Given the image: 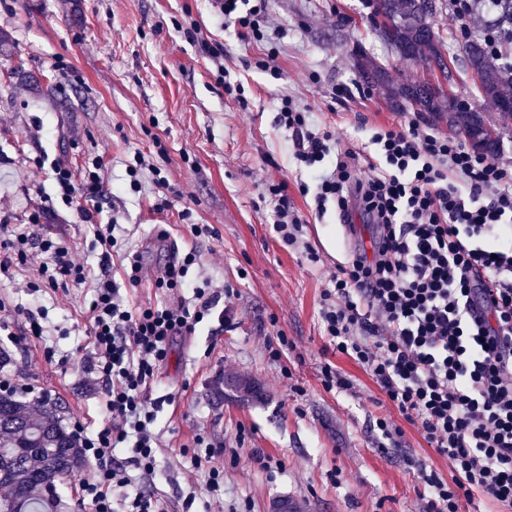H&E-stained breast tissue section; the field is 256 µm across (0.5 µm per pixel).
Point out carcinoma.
<instances>
[{"mask_svg":"<svg viewBox=\"0 0 512 512\" xmlns=\"http://www.w3.org/2000/svg\"><path fill=\"white\" fill-rule=\"evenodd\" d=\"M378 37L401 58L448 72L447 56L461 58L478 77V92L500 111L501 129L489 146L496 152L502 130L512 125V66L494 62L483 43L467 38L445 45L434 28L437 10L433 0H369ZM492 3L495 26L512 28V0H476ZM360 79L383 85L395 106L406 104L460 130H491L482 113L462 110L439 84L410 79L390 82L386 69L371 59L358 63ZM86 465L75 437L62 425L58 405L51 399L35 402L12 393L0 394V512H63L58 487Z\"/></svg>","mask_w":512,"mask_h":512,"instance_id":"1","label":"carcinoma"}]
</instances>
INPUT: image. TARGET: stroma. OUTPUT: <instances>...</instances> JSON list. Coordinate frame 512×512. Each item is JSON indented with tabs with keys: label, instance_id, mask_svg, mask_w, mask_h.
<instances>
[{
	"label": "stroma",
	"instance_id": "stroma-1",
	"mask_svg": "<svg viewBox=\"0 0 512 512\" xmlns=\"http://www.w3.org/2000/svg\"><path fill=\"white\" fill-rule=\"evenodd\" d=\"M266 15L283 35L274 43L242 39L215 13L211 0H0V30L11 45L0 51V218L27 221L26 203L52 199L38 237L64 241L75 262L98 268L96 224L56 196L43 158L63 160L74 173L99 162L103 194L96 223L120 224L118 239L143 255L148 271L195 251L187 278L235 289L231 323L207 317L195 335L174 337L159 381L156 477L142 480L168 512H212L207 467H195L198 439L221 453L225 512H272L287 499L293 512H423V489L404 461L412 455L442 477L448 461L421 430L405 426L401 448L382 451L371 429L388 415L370 376L329 347L323 335L321 293L348 244L334 213L310 217L306 182L287 133L275 123L282 98L310 110L341 148L370 151L375 129L400 121L383 88H367L359 55L383 65L393 80L438 81L439 72L413 68L377 37L368 0H265ZM198 28L223 43L222 66L240 81L243 98L228 94L215 64L186 35ZM276 49L275 80L255 61ZM444 89L469 101L490 122L498 111L476 89L462 63H452ZM351 95L334 100V86ZM144 158L140 191L128 166ZM167 180L157 188L151 167ZM285 181L288 204L305 221L303 238L317 251L280 246L272 224L269 181ZM172 206L156 211L160 196ZM208 224L211 236L190 227ZM39 259L0 275V348L11 361L0 379L29 385L26 398L54 399L66 426L95 431L108 424L102 389L91 370L88 333L93 281L65 288L40 284ZM48 328L29 331L28 314ZM285 334L287 345L277 336ZM281 350L272 360L273 350ZM332 363L353 383L326 391L320 380ZM290 376H282V369ZM253 381V397L211 395L222 377ZM283 461L264 469L257 454Z\"/></svg>",
	"mask_w": 512,
	"mask_h": 512
}]
</instances>
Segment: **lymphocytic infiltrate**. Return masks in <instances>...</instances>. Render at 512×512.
<instances>
[{
	"label": "lymphocytic infiltrate",
	"mask_w": 512,
	"mask_h": 512,
	"mask_svg": "<svg viewBox=\"0 0 512 512\" xmlns=\"http://www.w3.org/2000/svg\"><path fill=\"white\" fill-rule=\"evenodd\" d=\"M242 37L267 40L265 0H212ZM276 123L291 134L293 157L316 184L312 214L334 210L353 238L347 258L322 292L323 333L336 352L372 378L397 417H376L381 442L398 445L403 424L420 428L447 458L451 479L426 461L407 458L426 497L425 512H470L490 495L512 512V172L486 156L410 118L372 135L377 165L358 172L353 152L334 153L336 140L309 111L282 98ZM64 203L102 194L98 170L75 178L50 163ZM45 206L28 224L12 225L10 247L19 261L47 255L40 273L50 287L83 283L87 268L67 244L38 238ZM196 262L189 252L159 269L155 288L170 304L133 308L109 276L97 283L90 306L92 370L103 386L109 426L77 440L92 466L79 480L91 512H164L134 475L154 476L158 438L149 393L173 337L195 334L209 315L211 283L180 295ZM129 449L127 462L114 449Z\"/></svg>",
	"instance_id": "1"
}]
</instances>
